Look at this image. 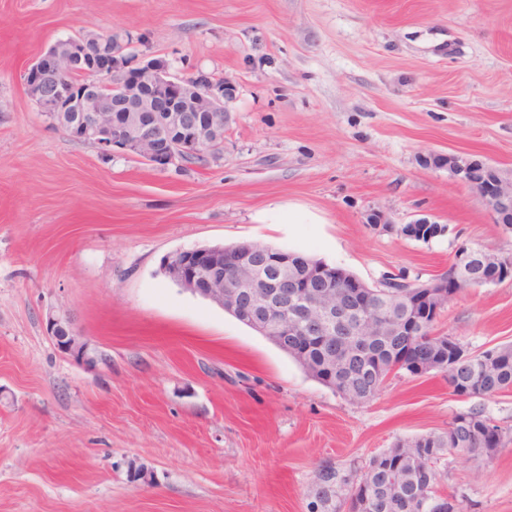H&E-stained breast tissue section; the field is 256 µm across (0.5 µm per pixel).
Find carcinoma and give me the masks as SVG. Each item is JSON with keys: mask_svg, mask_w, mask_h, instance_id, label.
<instances>
[{"mask_svg": "<svg viewBox=\"0 0 512 512\" xmlns=\"http://www.w3.org/2000/svg\"><path fill=\"white\" fill-rule=\"evenodd\" d=\"M483 262L474 260L466 279L458 289L481 286ZM423 283L416 279L399 288L385 280L366 286L371 313L382 315L391 310L406 311L405 295ZM308 293L331 298L332 307L357 316L356 302L338 287L324 281L310 282ZM345 336L336 332L319 340L304 342L299 336L288 337V355L312 377L358 405L373 401L393 372H413L412 358L440 353L448 345L440 336H385L359 351L347 353ZM457 391L468 390L472 397L492 396L512 390V343H505L480 353H467L459 363L457 376L448 378ZM448 426L463 431L464 450L493 457L506 444L508 432L482 412L471 409L456 414ZM450 453L447 436L429 432L412 439H399L382 452L371 456L361 466L326 463L314 471V492L321 507L308 503V512H342V492L350 483L364 486L370 512H437L436 485L442 478L441 461Z\"/></svg>", "mask_w": 512, "mask_h": 512, "instance_id": "carcinoma-1", "label": "carcinoma"}]
</instances>
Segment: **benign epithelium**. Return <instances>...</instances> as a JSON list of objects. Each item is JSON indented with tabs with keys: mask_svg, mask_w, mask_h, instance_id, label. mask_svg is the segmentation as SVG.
<instances>
[{
	"mask_svg": "<svg viewBox=\"0 0 512 512\" xmlns=\"http://www.w3.org/2000/svg\"><path fill=\"white\" fill-rule=\"evenodd\" d=\"M25 85L38 107L57 113L73 134L98 145L105 154L120 149L150 165L166 169L182 164L177 149L204 151L224 141L230 106L237 85L229 78L197 74L179 76L159 59L144 60L126 51L112 36L84 32L57 41L27 68ZM124 113L119 125L112 113ZM456 178L476 190L499 224L512 223V178L483 162L456 155L436 158ZM256 260L246 266L235 255L200 248L169 256L165 272L181 288L239 315L261 334L274 336H330L344 316L307 300L305 286L288 276V258H273L269 250H253ZM475 250L453 256L452 279L464 277ZM512 277V255L487 270L494 284ZM274 288L295 289L290 310L273 303ZM448 278L437 277L423 302L438 314L452 297ZM428 322L418 316L387 314L381 322L358 316L350 335L354 343L390 332L413 335ZM50 331L66 353L93 359L86 343L75 336L69 321L53 319Z\"/></svg>",
	"mask_w": 512,
	"mask_h": 512,
	"instance_id": "obj_1",
	"label": "benign epithelium"
}]
</instances>
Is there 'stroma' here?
Returning a JSON list of instances; mask_svg holds the SVG:
<instances>
[{"label": "stroma", "instance_id": "35a3bbf8", "mask_svg": "<svg viewBox=\"0 0 512 512\" xmlns=\"http://www.w3.org/2000/svg\"><path fill=\"white\" fill-rule=\"evenodd\" d=\"M83 31L130 37L237 99L207 165L160 170L53 126L24 72ZM433 154L512 170V0H0V512H307L315 468L360 464L512 391L455 396L399 373L360 406L162 271L255 242L374 286L444 272L512 232ZM423 215L429 243L366 224ZM66 318L91 365L63 353ZM436 331L512 342V278L457 293ZM464 512H512V443L448 456ZM49 327L52 336L64 352L78 356V358H84L87 361L92 359L93 363L98 361L96 357L89 354L86 343L73 334L68 320L53 319L50 321Z\"/></svg>", "mask_w": 512, "mask_h": 512}]
</instances>
